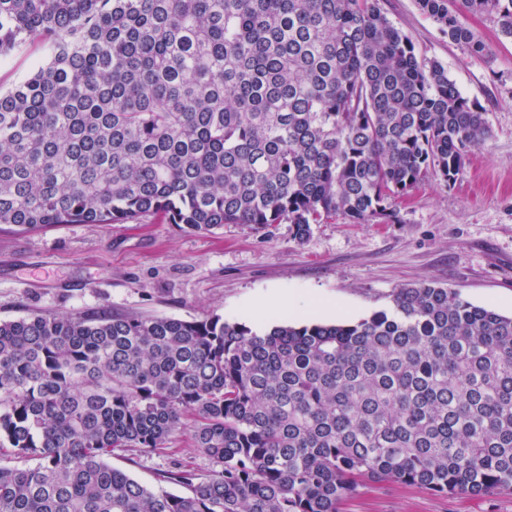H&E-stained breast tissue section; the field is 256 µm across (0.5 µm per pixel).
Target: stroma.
Returning <instances> with one entry per match:
<instances>
[{
	"label": "stroma",
	"instance_id": "obj_1",
	"mask_svg": "<svg viewBox=\"0 0 512 512\" xmlns=\"http://www.w3.org/2000/svg\"><path fill=\"white\" fill-rule=\"evenodd\" d=\"M419 56L439 61L465 97L480 105L490 134L472 148L452 186L426 178L374 224L336 219L296 239L291 225L267 231L228 224L201 236L171 224H58L39 232L0 225V319L32 310L58 315L113 313L185 320L247 319L256 300L278 295L298 305L321 298L335 310L322 323L354 322L388 308L399 288L432 283L474 304L512 315V40L489 17H469L491 44L476 58L451 42L415 0H380ZM49 53L0 57V87L26 79ZM180 438L170 448L115 452L110 462L144 485L182 462L208 473L210 460ZM344 512H512V495L444 497L391 484L366 485Z\"/></svg>",
	"mask_w": 512,
	"mask_h": 512
}]
</instances>
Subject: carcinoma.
Segmentation results:
<instances>
[{"label": "carcinoma", "instance_id": "carcinoma-1", "mask_svg": "<svg viewBox=\"0 0 512 512\" xmlns=\"http://www.w3.org/2000/svg\"><path fill=\"white\" fill-rule=\"evenodd\" d=\"M448 39L512 0H416ZM0 224H370L489 132L380 0H0ZM185 432L214 469L149 488L108 457ZM366 483L512 494V316L431 283L351 323L257 332L33 312L0 321V512H343ZM49 52L33 48L24 53L13 54L7 58L0 57V87L4 90L12 87L32 74L39 65L44 64Z\"/></svg>", "mask_w": 512, "mask_h": 512}]
</instances>
